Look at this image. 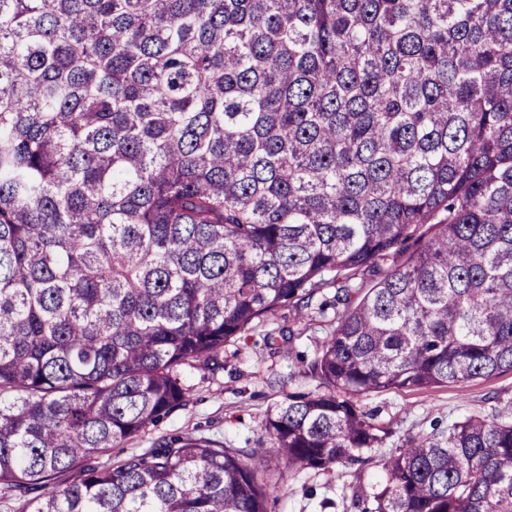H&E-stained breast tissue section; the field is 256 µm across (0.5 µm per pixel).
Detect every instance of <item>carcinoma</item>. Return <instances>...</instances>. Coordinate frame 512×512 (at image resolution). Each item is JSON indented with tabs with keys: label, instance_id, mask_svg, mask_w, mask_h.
Wrapping results in <instances>:
<instances>
[{
	"label": "carcinoma",
	"instance_id": "1",
	"mask_svg": "<svg viewBox=\"0 0 512 512\" xmlns=\"http://www.w3.org/2000/svg\"><path fill=\"white\" fill-rule=\"evenodd\" d=\"M286 306L330 330L259 447L88 464ZM509 371L512 0H0V485L34 494L21 512H267L270 457L385 447L362 398ZM379 464L351 507L512 512L501 412Z\"/></svg>",
	"mask_w": 512,
	"mask_h": 512
}]
</instances>
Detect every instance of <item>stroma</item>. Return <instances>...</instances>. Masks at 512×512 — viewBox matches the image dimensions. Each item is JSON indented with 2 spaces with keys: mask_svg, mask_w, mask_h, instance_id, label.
<instances>
[{
  "mask_svg": "<svg viewBox=\"0 0 512 512\" xmlns=\"http://www.w3.org/2000/svg\"><path fill=\"white\" fill-rule=\"evenodd\" d=\"M328 326L316 317L297 320L293 308L247 332L224 349L223 371L211 374L188 367L183 371L190 386L185 406L172 412L158 426L149 427L123 447L99 456L107 465L134 453L144 452L159 440L172 436L205 437L228 448H254L263 437L261 424L282 398L283 391H309L312 382L300 375L297 354L307 355L325 339ZM362 404L376 423L394 432L391 444L408 436L431 432L433 425L451 422L474 413L489 414L512 404V373L448 385L427 391L396 390L373 393ZM382 473L377 463L355 464L331 471L286 472L271 463L265 474L275 490L269 512H321L320 500L332 498L331 512H354L353 495L371 493Z\"/></svg>",
  "mask_w": 512,
  "mask_h": 512,
  "instance_id": "1",
  "label": "stroma"
}]
</instances>
